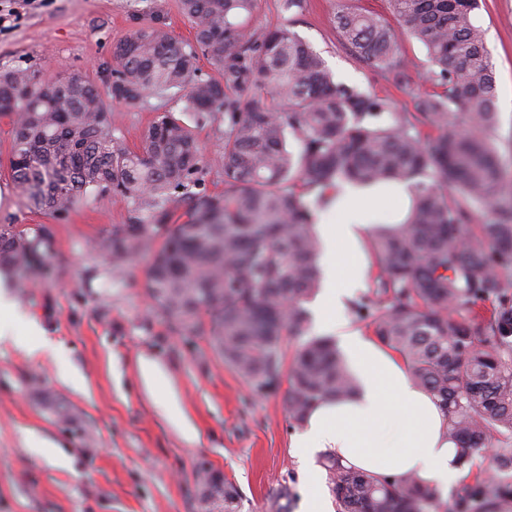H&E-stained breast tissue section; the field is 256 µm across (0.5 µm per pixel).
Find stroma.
<instances>
[{
	"label": "stroma",
	"instance_id": "1",
	"mask_svg": "<svg viewBox=\"0 0 512 512\" xmlns=\"http://www.w3.org/2000/svg\"><path fill=\"white\" fill-rule=\"evenodd\" d=\"M389 16L387 0H305L296 15L260 0L252 26H289L320 53L338 81L411 112L432 91L425 48L402 32L409 85L388 83L339 39L338 5ZM14 9L0 30V71L33 67L45 80L97 78L132 13L164 14L180 41L194 38L178 0H0ZM478 20L496 72L498 135L512 140V0H485ZM159 99L111 106L116 134L139 149ZM10 117L0 115V224L51 225L56 269L35 283L11 279L16 318L0 343V512H222L205 508L203 479L217 472L238 489L240 512H302L311 493L290 442L287 383L256 395L205 336L187 340L149 302L142 254L113 271L94 244L127 212L112 196L53 216L31 208L9 176ZM53 345L30 353V324ZM156 364L151 379L142 361Z\"/></svg>",
	"mask_w": 512,
	"mask_h": 512
}]
</instances>
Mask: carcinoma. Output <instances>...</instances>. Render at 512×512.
<instances>
[{"label": "carcinoma", "mask_w": 512, "mask_h": 512, "mask_svg": "<svg viewBox=\"0 0 512 512\" xmlns=\"http://www.w3.org/2000/svg\"><path fill=\"white\" fill-rule=\"evenodd\" d=\"M387 2L431 63L435 90L414 112L336 81L288 26L256 32L258 0H179L194 40L175 39L153 13L114 44L111 92L82 76L67 86L29 68L0 71V111L12 113L10 175L35 208L57 215L102 194L122 203L128 223L96 248L116 271L151 254L148 297L181 335L209 333L254 389L280 384L283 333L306 335V302L321 287V243L303 193L328 205L344 184H411L406 226L369 244L376 275L356 313L448 414L461 467L494 450L492 474L451 489L448 512H512V200L499 198L502 142L480 0ZM336 31L367 67L410 83L400 38L378 14L344 5ZM202 57L224 81L202 72ZM149 97L172 107L131 151L114 135L106 100ZM184 112L224 118L219 156L203 154ZM212 165L224 173L222 193L204 186ZM483 208L492 219L473 223ZM159 226L158 244L147 230ZM53 255L50 226L0 224L1 274L49 276ZM287 381L297 424L356 387L328 338L300 345ZM324 466L340 512H440L439 492L414 475L391 481L331 458ZM224 512H239L228 481Z\"/></svg>", "instance_id": "1"}]
</instances>
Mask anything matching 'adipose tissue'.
<instances>
[{
	"mask_svg": "<svg viewBox=\"0 0 512 512\" xmlns=\"http://www.w3.org/2000/svg\"><path fill=\"white\" fill-rule=\"evenodd\" d=\"M410 195L408 185L396 183L343 188L335 204L337 222L320 227L325 280L316 312L339 339L359 390L352 397L315 405L291 442L315 487L321 484L315 466L320 455L377 476L413 474L443 494L464 476L437 399L413 381L400 357L343 314L368 274L369 230L384 222L400 225Z\"/></svg>",
	"mask_w": 512,
	"mask_h": 512,
	"instance_id": "ef3b65f1",
	"label": "adipose tissue"
}]
</instances>
